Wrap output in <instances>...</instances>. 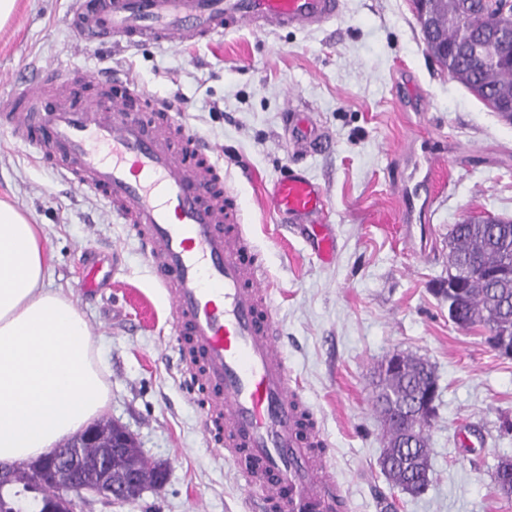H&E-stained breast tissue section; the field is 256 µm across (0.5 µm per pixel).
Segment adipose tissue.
Masks as SVG:
<instances>
[{
    "mask_svg": "<svg viewBox=\"0 0 512 512\" xmlns=\"http://www.w3.org/2000/svg\"><path fill=\"white\" fill-rule=\"evenodd\" d=\"M48 258L40 225L0 200V461L53 453L110 402L84 315L45 285Z\"/></svg>",
    "mask_w": 512,
    "mask_h": 512,
    "instance_id": "adipose-tissue-1",
    "label": "adipose tissue"
}]
</instances>
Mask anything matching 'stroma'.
<instances>
[{
	"label": "stroma",
	"mask_w": 512,
	"mask_h": 512,
	"mask_svg": "<svg viewBox=\"0 0 512 512\" xmlns=\"http://www.w3.org/2000/svg\"><path fill=\"white\" fill-rule=\"evenodd\" d=\"M69 10L70 0H18L0 27V94L53 65L108 81L116 94L135 80L144 101L181 108L238 196L272 285L283 353L329 444L347 512H512L491 481L498 462L512 459V432L501 429L512 420V358L449 321L435 294L448 278L453 225L479 213L512 218V124L429 55L411 0H342L336 19L311 31L244 27L212 42L83 53ZM292 108L310 114L317 146L292 143ZM430 154L439 158L433 171ZM294 167L325 193L331 262L314 254L304 225L270 205L273 182ZM425 185V219L403 222L402 191ZM0 200L41 225L46 284L88 322L109 371L105 418L166 467L161 489L93 512H248L242 480L204 433L203 399L186 392L169 303L127 225L3 126ZM111 255L110 281L82 293L87 265ZM394 352L427 359L440 386L432 482L418 497L394 489L379 467L375 371Z\"/></svg>",
	"instance_id": "obj_1"
}]
</instances>
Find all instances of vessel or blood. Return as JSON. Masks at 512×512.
Here are the masks:
<instances>
[{
    "instance_id": "1",
    "label": "vessel or blood",
    "mask_w": 512,
    "mask_h": 512,
    "mask_svg": "<svg viewBox=\"0 0 512 512\" xmlns=\"http://www.w3.org/2000/svg\"><path fill=\"white\" fill-rule=\"evenodd\" d=\"M340 0H75L84 47L111 41L176 47L242 27L311 30L336 18ZM85 77L43 68L0 95V120L71 186L89 191L131 225L172 310L175 351L208 392L205 433L223 432L224 456L255 512H342L347 506L315 414L293 385L267 279L223 168L166 101L158 120L133 110L139 94L101 105ZM280 216L325 236L326 199L303 169L276 180Z\"/></svg>"
}]
</instances>
